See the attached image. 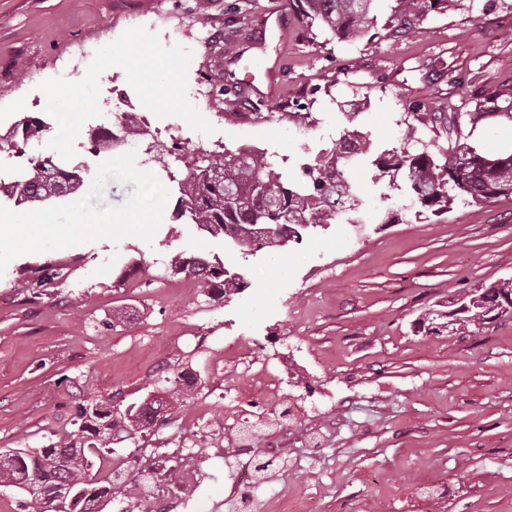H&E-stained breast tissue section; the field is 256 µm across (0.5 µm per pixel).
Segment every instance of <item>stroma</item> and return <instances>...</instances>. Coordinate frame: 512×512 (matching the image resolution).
I'll list each match as a JSON object with an SVG mask.
<instances>
[{"label":"stroma","mask_w":512,"mask_h":512,"mask_svg":"<svg viewBox=\"0 0 512 512\" xmlns=\"http://www.w3.org/2000/svg\"><path fill=\"white\" fill-rule=\"evenodd\" d=\"M372 13L371 27L346 38L291 0H0V140L21 118L62 109L57 67L80 54L94 101L142 72L144 137L160 150L203 127L206 150L253 145L297 168L307 162L300 141L331 150L352 131L374 151L460 136L487 156L512 155V0H374ZM205 32L223 34V49L193 47ZM108 50L125 66H100ZM174 76L216 78L228 92L173 109L148 85ZM297 102L316 128L288 120ZM420 112L438 114L436 126L419 125ZM82 158V186L44 205L57 223H72L77 200L96 217L147 215L149 229L89 231L0 260V448L46 446L73 431L88 401L125 408L166 377L205 369L194 335L227 346L273 336L258 366L297 350L324 388L288 394L309 414L306 431L288 463L269 468L257 512L274 497L312 499L320 512H512V316H447L459 291L512 279V194L418 217L373 170L353 168L359 223L229 254L223 239L174 218V187L147 197L153 180L179 174L173 156L133 150L122 169L108 150ZM177 255L225 257L250 283L245 298L220 309L198 285L179 304ZM49 260L69 276L41 296L19 293L25 269ZM267 458L259 434L254 461H209L198 512H234L233 480ZM432 486L447 495L421 501L418 489Z\"/></svg>","instance_id":"35a3bbf8"}]
</instances>
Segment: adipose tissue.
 <instances>
[{
    "label": "adipose tissue",
    "mask_w": 512,
    "mask_h": 512,
    "mask_svg": "<svg viewBox=\"0 0 512 512\" xmlns=\"http://www.w3.org/2000/svg\"><path fill=\"white\" fill-rule=\"evenodd\" d=\"M69 232L55 222L52 212H0V242L5 241L18 251H34L45 241H65Z\"/></svg>",
    "instance_id": "1"
}]
</instances>
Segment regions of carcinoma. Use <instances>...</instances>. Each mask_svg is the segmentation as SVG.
Masks as SVG:
<instances>
[{"label":"carcinoma","instance_id":"carcinoma-1","mask_svg":"<svg viewBox=\"0 0 512 512\" xmlns=\"http://www.w3.org/2000/svg\"><path fill=\"white\" fill-rule=\"evenodd\" d=\"M373 0H296V7L311 21L319 22L339 36H355L369 28ZM200 167L193 185L177 184L175 214L188 224L205 228L214 236L232 240L239 249L281 248L289 244L282 228L296 225L295 242L303 232L314 229L336 215V205L347 211L356 196L345 177L349 166H370L375 180L389 178L388 188L411 199L415 214H444L461 197L473 204L486 203L512 194V161L488 164V157L467 143L437 151H411L405 147L371 154L364 147L353 155L335 150L315 165L303 167L300 175L280 168L264 154L243 150L203 153L194 159ZM232 167L236 177H224ZM82 179L54 155L38 154L23 180L17 183L14 198L19 205L43 200L51 184ZM174 274L198 276L211 297L244 286L245 275L202 257L178 256L170 263ZM68 275V266L45 263L22 279L20 288L31 291ZM146 402L133 404L114 415V407L93 400L82 407L76 420L78 436L44 448H9L0 451V487L13 489L28 512H79L88 501L93 478V458L110 452L112 436L129 439L143 428L142 409ZM119 417L125 430L112 433V419Z\"/></svg>","mask_w":512,"mask_h":512}]
</instances>
